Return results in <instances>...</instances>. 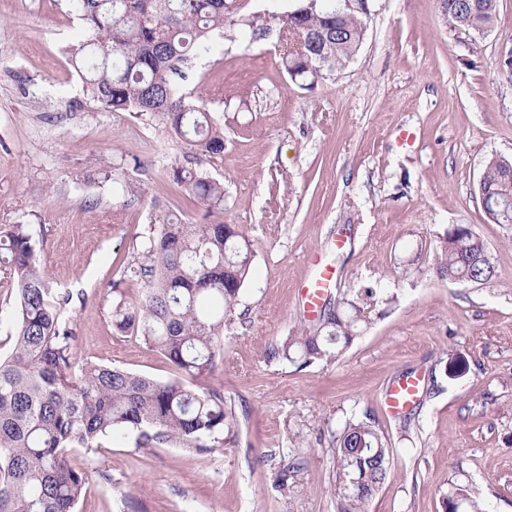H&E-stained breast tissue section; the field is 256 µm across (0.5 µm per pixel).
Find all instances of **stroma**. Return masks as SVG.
<instances>
[{"instance_id":"1","label":"stroma","mask_w":512,"mask_h":512,"mask_svg":"<svg viewBox=\"0 0 512 512\" xmlns=\"http://www.w3.org/2000/svg\"><path fill=\"white\" fill-rule=\"evenodd\" d=\"M67 0H0V231L42 227L39 261L54 287L85 293L70 313L73 352L158 380V352L112 324L119 268L155 213L192 222L168 172L180 140L88 100L69 61L86 37ZM512 0L474 46L448 30L442 0H373L363 43L328 80H290L277 31L228 28L180 85L224 126L206 167L224 184L223 220L252 243L239 298L248 321L224 332L206 388L220 392L233 441L201 456L138 447L132 432L76 449L94 471L77 512H336L335 435L371 415L394 450L369 512H444L456 486L483 512H512V224L490 223L478 183L492 157H512ZM138 188L127 202L123 183ZM468 224L496 268L486 285L437 272L452 225ZM336 270L324 305L379 297L371 320L333 362L298 369L272 346L317 325L300 288L317 264ZM462 357L464 374L450 361ZM418 377L413 406L389 414L399 377Z\"/></svg>"}]
</instances>
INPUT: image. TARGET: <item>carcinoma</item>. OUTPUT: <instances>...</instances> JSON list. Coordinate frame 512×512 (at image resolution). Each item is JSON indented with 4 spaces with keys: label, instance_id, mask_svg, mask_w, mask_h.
<instances>
[{
    "label": "carcinoma",
    "instance_id": "carcinoma-1",
    "mask_svg": "<svg viewBox=\"0 0 512 512\" xmlns=\"http://www.w3.org/2000/svg\"><path fill=\"white\" fill-rule=\"evenodd\" d=\"M87 33L71 54L87 97L143 121L159 120L183 143L184 162L169 177L185 187L206 221L185 223L170 213L124 262L119 283L139 288L135 300L112 307L113 325L157 349L179 376L160 381L91 360L75 361L77 328L65 312L85 300L54 288L40 269L30 224L0 235V265L15 288V334L0 357V512H76L92 474L72 467L73 448L91 450L114 433L135 431L142 447L178 445L199 455L224 446L234 416L224 396L201 383L215 371L224 330L245 324L237 312L249 279V238L221 221L224 184L203 164L224 153V127L207 103L181 92L175 76L211 50L215 37L240 21L252 31L278 28L282 61L291 78L314 84L331 78L359 50L370 11L304 0L285 17L235 20L239 0H68ZM451 33L472 39L496 20L498 0H443ZM493 224H512V158L490 159L478 187ZM441 277L488 284L495 276L488 248L472 229L448 236ZM371 289L349 312L323 311L321 324L276 344L271 356L300 368L331 361L371 319ZM394 449L367 417L336 436L337 512H366L382 487ZM479 512L463 486L444 500L445 512Z\"/></svg>",
    "mask_w": 512,
    "mask_h": 512
}]
</instances>
